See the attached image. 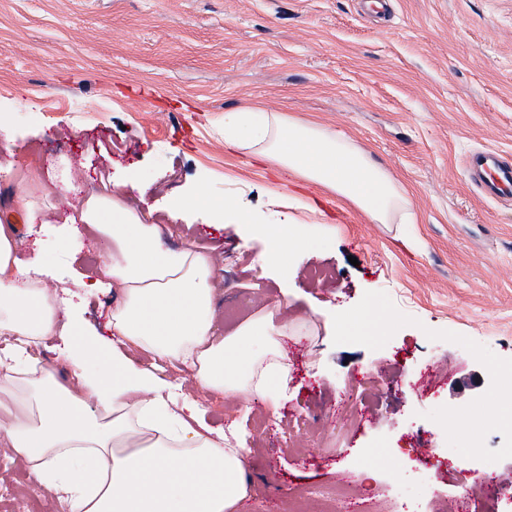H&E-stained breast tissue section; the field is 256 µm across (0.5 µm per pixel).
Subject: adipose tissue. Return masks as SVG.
I'll return each instance as SVG.
<instances>
[{
    "label": "adipose tissue",
    "mask_w": 512,
    "mask_h": 512,
    "mask_svg": "<svg viewBox=\"0 0 512 512\" xmlns=\"http://www.w3.org/2000/svg\"><path fill=\"white\" fill-rule=\"evenodd\" d=\"M224 142L275 159L335 192L375 224L412 220L405 189L349 139L260 107L224 115ZM125 183L106 181L78 201L58 238L77 253L84 224L106 263L80 281L86 296L117 290L105 330L50 288L40 260L22 263L0 225V445L54 495L58 512H235L248 492L244 451L224 445L179 382L141 365V351L186 372L198 390L277 404L288 392L281 340L288 326L266 313L234 335L214 334L213 261L174 249L158 225L127 206ZM58 337L67 380L38 365Z\"/></svg>",
    "instance_id": "adipose-tissue-1"
}]
</instances>
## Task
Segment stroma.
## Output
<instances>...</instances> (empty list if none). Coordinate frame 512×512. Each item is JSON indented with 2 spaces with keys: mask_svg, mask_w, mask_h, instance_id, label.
Listing matches in <instances>:
<instances>
[{
  "mask_svg": "<svg viewBox=\"0 0 512 512\" xmlns=\"http://www.w3.org/2000/svg\"><path fill=\"white\" fill-rule=\"evenodd\" d=\"M251 105L320 124L407 191L417 221L374 224L329 189L224 144V115ZM0 225L27 258L34 238L15 172L43 154L29 198L54 223L101 178L149 183L129 207L170 246L214 259L215 333L278 310L288 397L279 406L195 394L206 423L245 450L236 512H287L288 492L342 478L360 501L398 490L402 435L460 456L512 446V198L470 181L477 150L512 159V0H0ZM206 193L215 212L183 206ZM286 228L287 238L268 234ZM288 250V265L278 255ZM371 310L369 325L351 324ZM429 367L423 392L407 370ZM369 374L381 398L344 420ZM295 417L324 420L296 442ZM368 470L351 465L361 449ZM0 485L57 503L0 448Z\"/></svg>",
  "mask_w": 512,
  "mask_h": 512,
  "instance_id": "1",
  "label": "stroma"
}]
</instances>
